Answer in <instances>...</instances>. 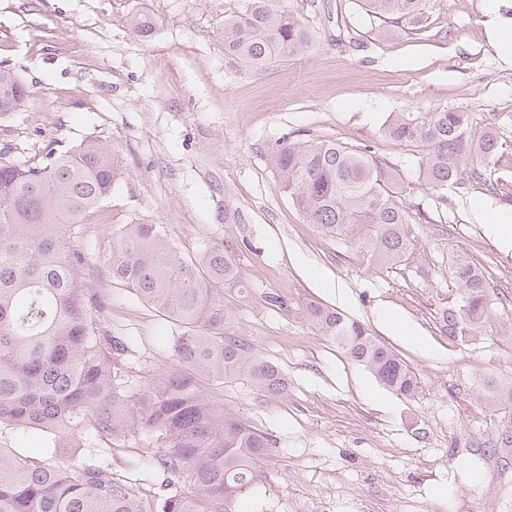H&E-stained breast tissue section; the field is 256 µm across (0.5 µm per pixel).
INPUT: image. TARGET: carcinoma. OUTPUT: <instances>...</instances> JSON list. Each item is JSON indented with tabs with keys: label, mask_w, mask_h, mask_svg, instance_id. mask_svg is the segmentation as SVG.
<instances>
[{
	"label": "carcinoma",
	"mask_w": 512,
	"mask_h": 512,
	"mask_svg": "<svg viewBox=\"0 0 512 512\" xmlns=\"http://www.w3.org/2000/svg\"><path fill=\"white\" fill-rule=\"evenodd\" d=\"M224 15V59L260 70L306 48L310 32L280 0H241ZM384 23L413 30L425 0H364ZM30 87L0 66V115L30 99ZM468 112L403 113L385 129L390 139L421 145L419 177L436 201L448 205V187L463 184L471 157ZM502 147L490 130L479 159ZM281 188L306 222L332 238L355 224L373 225L364 243L379 267L406 261L409 224L426 218L409 211L407 187L390 160L333 140H285L269 155ZM121 178L115 154L94 139L48 149L38 164L19 165L0 152V426L56 434L54 448L71 449L41 462L0 448V512H236L232 505L260 479L276 440L201 394L196 378L242 379L268 394L288 391L281 368L224 333L232 317L224 295L248 292L232 259L220 249L185 258L161 224L112 225L108 260L112 283L135 292L181 326L174 337L175 367L144 388L122 382L128 346L104 330V296L87 288L80 258L70 256L69 233L85 224ZM448 277L457 298L440 313L452 342L482 337L491 326L490 284L476 263L457 253ZM310 319L336 338L344 354L368 369L385 388L411 398L419 378L398 355L359 322L320 304ZM493 402L512 408V382L484 384ZM108 448L141 434L165 442L159 455L126 462L167 475L154 495L112 476L108 464L78 456L72 438L84 429Z\"/></svg>",
	"instance_id": "carcinoma-1"
}]
</instances>
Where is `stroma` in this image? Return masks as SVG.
Masks as SVG:
<instances>
[{
  "label": "stroma",
  "mask_w": 512,
  "mask_h": 512,
  "mask_svg": "<svg viewBox=\"0 0 512 512\" xmlns=\"http://www.w3.org/2000/svg\"><path fill=\"white\" fill-rule=\"evenodd\" d=\"M238 0H0V62L33 89L0 116V149L39 161L47 144L98 139L123 175L71 237L92 291L109 301L105 330L129 339L125 379L146 385L173 364L180 328L107 271L113 219L164 225L186 256L224 248L249 285L228 304L225 331L277 362L288 391L243 380H200L224 408L276 439L262 480L240 512H512V415L492 408L488 377H512V249L478 206L512 210V63L490 39L485 0H426L421 30L381 36L360 0H282L312 34L304 52L253 71L224 59V16ZM143 17L142 36L130 21ZM465 111L468 140L488 129L502 149L479 178L437 207L418 184L421 148L385 136L399 112ZM331 139L395 164L406 202L428 213L411 227L407 261L382 269L363 257L359 225L330 238L282 191L268 155L283 138ZM481 263L493 292V333L454 343L439 313L458 290L454 253ZM282 296L286 307L267 303ZM361 322L420 377L400 398L348 359L307 315L310 303ZM395 316L414 338L387 321ZM52 435L0 427V448L49 456ZM85 459L160 453L150 435L111 451L78 435Z\"/></svg>",
  "instance_id": "35a3bbf8"
}]
</instances>
